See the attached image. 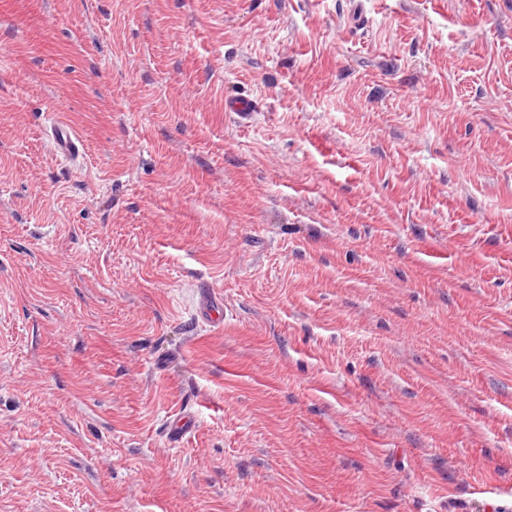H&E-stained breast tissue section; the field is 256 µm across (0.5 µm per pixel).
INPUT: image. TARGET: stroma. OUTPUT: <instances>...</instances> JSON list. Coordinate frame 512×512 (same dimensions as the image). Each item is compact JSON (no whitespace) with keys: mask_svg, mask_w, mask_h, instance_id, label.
<instances>
[{"mask_svg":"<svg viewBox=\"0 0 512 512\" xmlns=\"http://www.w3.org/2000/svg\"><path fill=\"white\" fill-rule=\"evenodd\" d=\"M0 512H512V0H0ZM51 139L52 150L56 156L75 158L79 155V138L67 122L54 120ZM198 317L211 327H223L224 299L221 292L212 283L206 282L198 287ZM195 428V417L191 412L179 411L167 421L166 438L171 444L180 443Z\"/></svg>","mask_w":512,"mask_h":512,"instance_id":"obj_1","label":"stroma"}]
</instances>
